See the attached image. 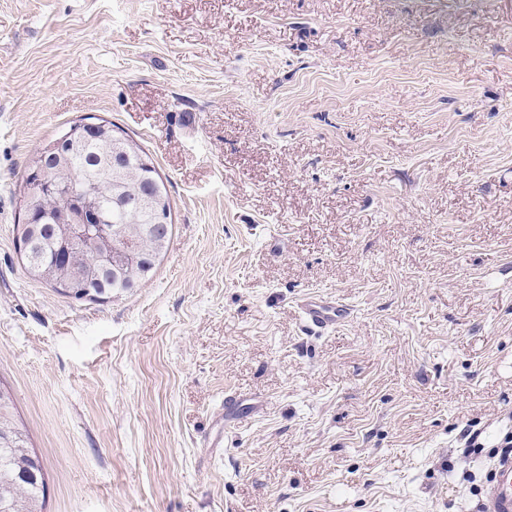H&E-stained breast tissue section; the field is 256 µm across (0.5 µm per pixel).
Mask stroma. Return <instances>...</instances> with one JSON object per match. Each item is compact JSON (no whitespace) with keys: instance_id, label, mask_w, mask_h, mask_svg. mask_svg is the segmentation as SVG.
Returning a JSON list of instances; mask_svg holds the SVG:
<instances>
[{"instance_id":"stroma-1","label":"stroma","mask_w":512,"mask_h":512,"mask_svg":"<svg viewBox=\"0 0 512 512\" xmlns=\"http://www.w3.org/2000/svg\"><path fill=\"white\" fill-rule=\"evenodd\" d=\"M88 115L173 234L75 301L14 228ZM309 292L353 322L304 333ZM0 384L46 512H479L512 432V0H0ZM229 391L262 407L213 456Z\"/></svg>"}]
</instances>
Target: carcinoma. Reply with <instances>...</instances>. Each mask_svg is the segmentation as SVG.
Wrapping results in <instances>:
<instances>
[{
    "label": "carcinoma",
    "instance_id": "1",
    "mask_svg": "<svg viewBox=\"0 0 512 512\" xmlns=\"http://www.w3.org/2000/svg\"><path fill=\"white\" fill-rule=\"evenodd\" d=\"M115 124L108 121L73 153L51 165L48 180L40 179L38 160H30L26 176L37 189L35 208L28 222L16 225V238L26 249L22 261L29 275L68 298H112L131 292L144 279L138 267L107 265L99 261L100 247L92 240L75 244L69 261L57 256L63 194L85 195L112 182L135 207L131 213L117 203L108 209L115 249L132 241L142 263L151 267L168 248L171 224L154 223L152 203L161 195L170 201L166 185L140 146L128 139L114 143ZM36 457L29 432L19 419L10 391L0 386V512H45L47 481Z\"/></svg>",
    "mask_w": 512,
    "mask_h": 512
}]
</instances>
